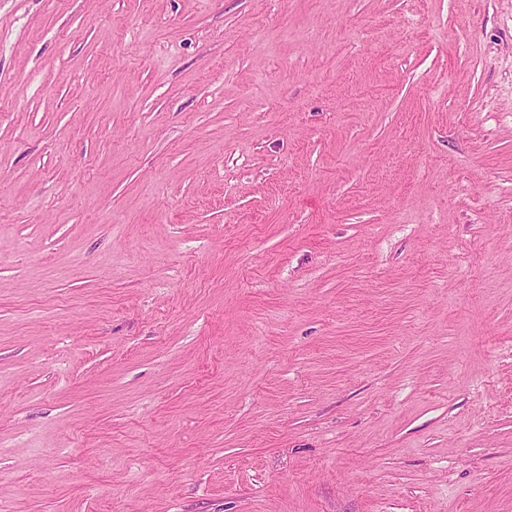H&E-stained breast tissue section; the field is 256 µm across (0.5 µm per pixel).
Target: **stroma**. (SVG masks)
<instances>
[{
	"mask_svg": "<svg viewBox=\"0 0 512 512\" xmlns=\"http://www.w3.org/2000/svg\"><path fill=\"white\" fill-rule=\"evenodd\" d=\"M0 512H512V0H0Z\"/></svg>",
	"mask_w": 512,
	"mask_h": 512,
	"instance_id": "35a3bbf8",
	"label": "stroma"
}]
</instances>
